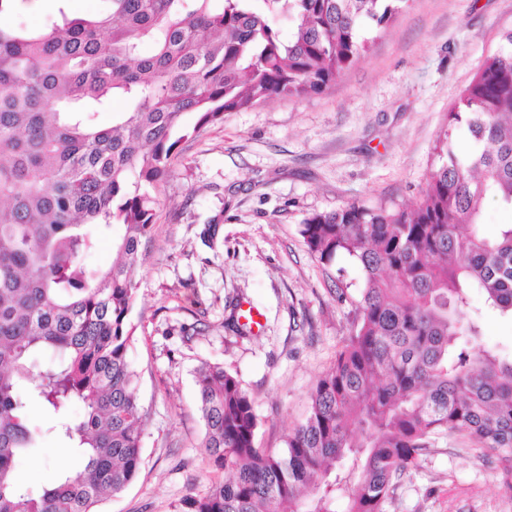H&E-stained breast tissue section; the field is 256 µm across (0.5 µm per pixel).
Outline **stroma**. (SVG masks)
<instances>
[{
    "label": "stroma",
    "instance_id": "stroma-1",
    "mask_svg": "<svg viewBox=\"0 0 512 512\" xmlns=\"http://www.w3.org/2000/svg\"><path fill=\"white\" fill-rule=\"evenodd\" d=\"M106 0H20L14 22L39 28L103 14ZM512 29V0H405L370 51L329 89L225 113L184 142L160 205L129 314L130 359L147 412L142 466L99 512H179L218 471L201 443L195 375L223 365L254 399L256 444L279 453L304 417L316 381L349 336L362 272L349 256L312 255L301 229L315 212L351 204L398 208L423 194L448 142L474 149L448 114L483 60ZM219 231L212 244L201 232ZM345 288L349 299L336 298ZM253 311L250 334L233 316ZM75 459L55 436L22 460L18 478L38 491ZM495 455L439 435L407 471L386 512H512Z\"/></svg>",
    "mask_w": 512,
    "mask_h": 512
}]
</instances>
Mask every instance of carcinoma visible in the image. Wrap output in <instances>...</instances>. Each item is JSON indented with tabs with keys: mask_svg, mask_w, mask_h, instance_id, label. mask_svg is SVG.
<instances>
[{
	"mask_svg": "<svg viewBox=\"0 0 512 512\" xmlns=\"http://www.w3.org/2000/svg\"><path fill=\"white\" fill-rule=\"evenodd\" d=\"M108 2L61 26L0 24V512H97L140 469L128 316L180 144L226 112L325 91L406 0ZM117 95L130 108L97 125ZM460 102L449 125L466 127L475 150L461 158L442 143L419 202L353 204L302 224L313 255L354 258L364 285L284 451L256 446L237 377L198 370L202 447L225 479L180 512H385L445 431L495 453L512 478V354L483 340L486 316L512 320V224L494 238L480 230L487 200L512 209V29ZM103 229L115 231L106 270L87 263ZM40 353L59 361L40 368ZM33 403L51 426L30 422ZM50 431L79 466L34 493L16 465Z\"/></svg>",
	"mask_w": 512,
	"mask_h": 512,
	"instance_id": "cac0c4a2",
	"label": "carcinoma"
}]
</instances>
